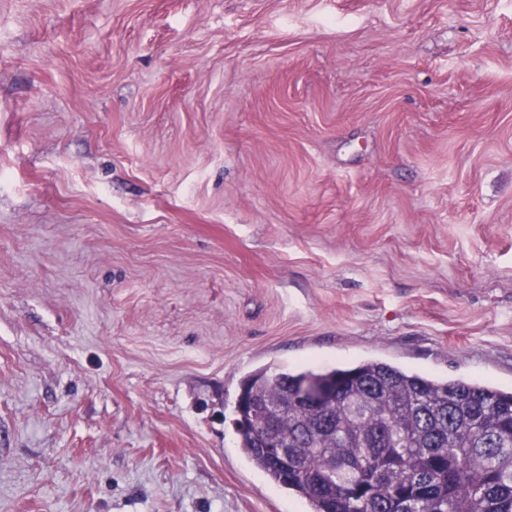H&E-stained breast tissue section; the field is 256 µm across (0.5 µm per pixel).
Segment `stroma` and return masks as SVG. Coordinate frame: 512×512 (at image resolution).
<instances>
[{
  "label": "stroma",
  "mask_w": 512,
  "mask_h": 512,
  "mask_svg": "<svg viewBox=\"0 0 512 512\" xmlns=\"http://www.w3.org/2000/svg\"><path fill=\"white\" fill-rule=\"evenodd\" d=\"M512 390V0H0V512H309L241 380Z\"/></svg>",
  "instance_id": "obj_1"
}]
</instances>
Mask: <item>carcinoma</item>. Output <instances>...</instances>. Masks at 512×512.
Instances as JSON below:
<instances>
[{"label":"carcinoma","mask_w":512,"mask_h":512,"mask_svg":"<svg viewBox=\"0 0 512 512\" xmlns=\"http://www.w3.org/2000/svg\"><path fill=\"white\" fill-rule=\"evenodd\" d=\"M334 401L300 398L308 382ZM240 390L239 448L310 512H512V392L440 379L381 359L270 370ZM288 441V465L264 450L266 421Z\"/></svg>","instance_id":"cac0c4a2"}]
</instances>
